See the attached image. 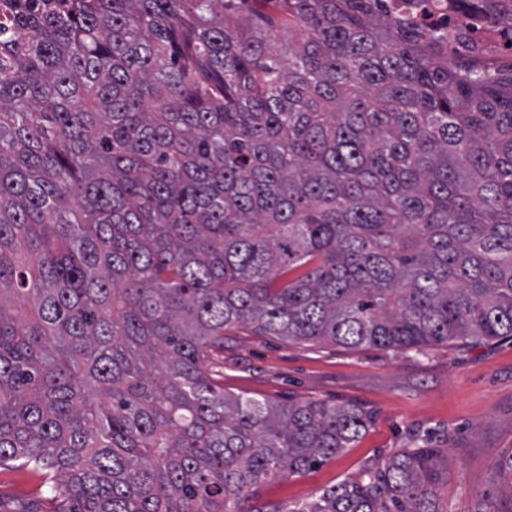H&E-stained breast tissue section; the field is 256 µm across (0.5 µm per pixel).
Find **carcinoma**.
Listing matches in <instances>:
<instances>
[{
	"mask_svg": "<svg viewBox=\"0 0 512 512\" xmlns=\"http://www.w3.org/2000/svg\"><path fill=\"white\" fill-rule=\"evenodd\" d=\"M52 2L0 0V467L62 512H438L422 448L252 504L371 415L217 353L512 338V63L386 0Z\"/></svg>",
	"mask_w": 512,
	"mask_h": 512,
	"instance_id": "1",
	"label": "carcinoma"
}]
</instances>
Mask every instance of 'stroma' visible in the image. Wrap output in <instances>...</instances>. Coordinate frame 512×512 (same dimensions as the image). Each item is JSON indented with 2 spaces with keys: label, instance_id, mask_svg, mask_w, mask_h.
Returning a JSON list of instances; mask_svg holds the SVG:
<instances>
[{
  "label": "stroma",
  "instance_id": "1",
  "mask_svg": "<svg viewBox=\"0 0 512 512\" xmlns=\"http://www.w3.org/2000/svg\"><path fill=\"white\" fill-rule=\"evenodd\" d=\"M226 391L277 401L320 398L370 412L353 448L305 474L268 482L261 503L302 502L355 480L402 448L435 452L431 489L440 512L512 506V339L451 341L424 351L285 343L248 331L224 341ZM0 471V512H57L55 484Z\"/></svg>",
  "mask_w": 512,
  "mask_h": 512
}]
</instances>
